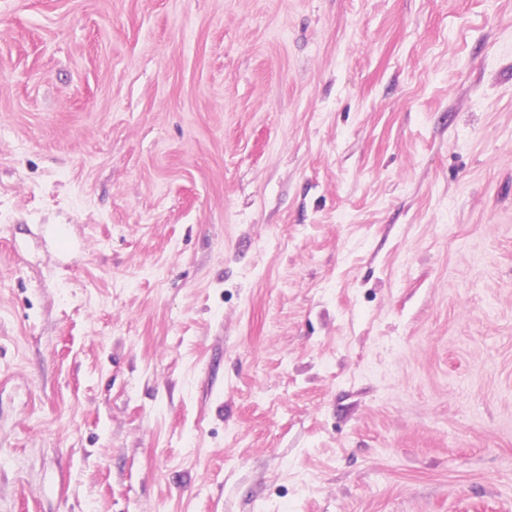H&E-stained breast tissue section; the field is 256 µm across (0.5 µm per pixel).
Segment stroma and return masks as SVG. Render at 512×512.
I'll return each instance as SVG.
<instances>
[{
  "mask_svg": "<svg viewBox=\"0 0 512 512\" xmlns=\"http://www.w3.org/2000/svg\"><path fill=\"white\" fill-rule=\"evenodd\" d=\"M0 512H512V0H0Z\"/></svg>",
  "mask_w": 512,
  "mask_h": 512,
  "instance_id": "1",
  "label": "stroma"
}]
</instances>
